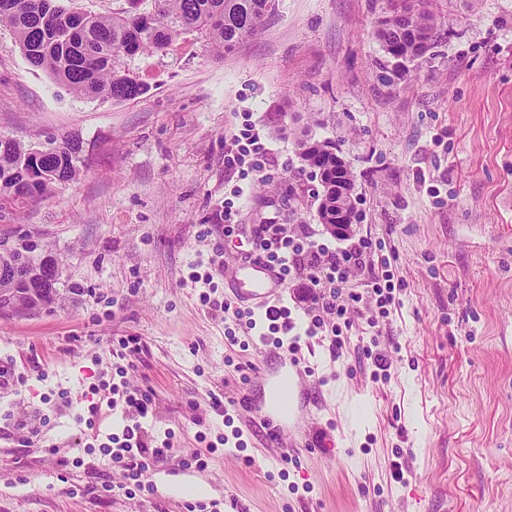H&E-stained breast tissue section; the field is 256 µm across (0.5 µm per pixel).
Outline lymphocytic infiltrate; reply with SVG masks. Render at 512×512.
<instances>
[{"mask_svg": "<svg viewBox=\"0 0 512 512\" xmlns=\"http://www.w3.org/2000/svg\"><path fill=\"white\" fill-rule=\"evenodd\" d=\"M267 148L259 143L250 128L241 129L239 135L231 139V147L224 157L227 173L246 168L259 171L260 157L266 156ZM259 248L266 252L267 259L275 265L280 276L287 277L307 268H318L322 277L314 279V289L306 295V309L312 316L317 329H329L333 346H341L342 322L348 321L351 312L356 311L362 300L372 303L367 318L369 326H376L380 319L390 315L396 304L395 287L389 270L372 272L365 290H351L348 297H341V285L350 283L359 270L365 269L371 255L368 240L360 239L353 243L350 251L330 253L327 246L309 242L308 246L295 245L286 229L280 224H265L254 234ZM111 393L120 394L129 410L136 416L135 423L126 426L118 445L100 443L103 456L121 461L127 476L139 480L151 465L167 459L172 451L170 440L157 441L147 438L139 419L147 415L151 399L149 396L110 385Z\"/></svg>", "mask_w": 512, "mask_h": 512, "instance_id": "f902f5d3", "label": "lymphocytic infiltrate"}]
</instances>
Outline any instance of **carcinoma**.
Masks as SVG:
<instances>
[{"instance_id":"carcinoma-1","label":"carcinoma","mask_w":512,"mask_h":512,"mask_svg":"<svg viewBox=\"0 0 512 512\" xmlns=\"http://www.w3.org/2000/svg\"><path fill=\"white\" fill-rule=\"evenodd\" d=\"M137 10L112 14L79 12L62 0H0V28L26 62L67 86L74 94L121 102L145 95L149 87L130 70L127 60L166 49L192 35L217 55L260 31L276 11V0H130ZM386 54L411 62L439 38L433 16L422 0H401L377 32ZM303 169L325 167L330 179L323 192L352 190L355 179L345 162H336L327 141L297 143ZM80 142L67 138L46 151L0 137V213H13L76 180L81 169ZM57 278L44 274L37 288L46 305L59 296Z\"/></svg>"}]
</instances>
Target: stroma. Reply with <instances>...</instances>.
<instances>
[{"instance_id": "obj_1", "label": "stroma", "mask_w": 512, "mask_h": 512, "mask_svg": "<svg viewBox=\"0 0 512 512\" xmlns=\"http://www.w3.org/2000/svg\"><path fill=\"white\" fill-rule=\"evenodd\" d=\"M392 5L278 0L224 55L190 36L135 57L150 90L124 102L73 95L0 30V136L74 137L82 161L79 180L0 219V250L53 256L60 291L51 308L0 316V368L22 379L0 387V512H229V499L238 512H512V0H425L442 35L398 71L376 36ZM246 122L270 155L230 180L224 153ZM302 138L332 142L352 169L351 235L389 259L399 304L374 327L352 315L336 352L306 335L296 299L318 270L284 283V342L312 415L289 420L292 449L239 407L274 347L263 314L228 336L193 277L215 260L234 268L262 224L346 247L318 221ZM238 187L242 231L228 237L219 212ZM129 337L132 370L114 354ZM374 341L388 377L372 375ZM110 378L151 398L142 426L174 448L130 496L104 489L123 482L120 465L71 464L123 430L121 409L91 392ZM235 430L239 444H221ZM211 444L207 468L191 465ZM186 484L207 491L190 502Z\"/></svg>"}]
</instances>
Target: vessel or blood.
Instances as JSON below:
<instances>
[{
    "mask_svg": "<svg viewBox=\"0 0 512 512\" xmlns=\"http://www.w3.org/2000/svg\"><path fill=\"white\" fill-rule=\"evenodd\" d=\"M225 286L237 302L263 312L272 304L281 281L274 266L265 260L254 259L237 265ZM258 373L263 383L274 392L272 404L255 403L251 394L247 393L242 396L240 406L253 420L266 424L273 434H281L283 419L288 418L294 410V389L303 372L295 359L281 353L275 364H263Z\"/></svg>",
    "mask_w": 512,
    "mask_h": 512,
    "instance_id": "b4317fda",
    "label": "vessel or blood"
}]
</instances>
